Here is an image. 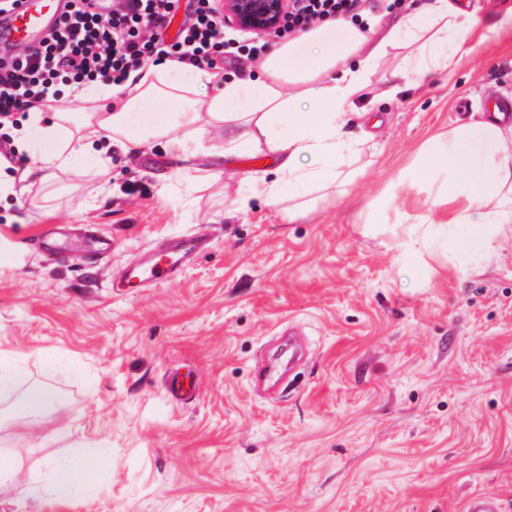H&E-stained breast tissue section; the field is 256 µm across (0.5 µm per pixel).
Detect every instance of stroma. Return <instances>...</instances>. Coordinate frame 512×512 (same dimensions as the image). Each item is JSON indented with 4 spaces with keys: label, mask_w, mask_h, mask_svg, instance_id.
<instances>
[{
    "label": "stroma",
    "mask_w": 512,
    "mask_h": 512,
    "mask_svg": "<svg viewBox=\"0 0 512 512\" xmlns=\"http://www.w3.org/2000/svg\"><path fill=\"white\" fill-rule=\"evenodd\" d=\"M478 22L447 80L365 98L378 152L341 209L286 223L255 195L251 155L182 161L164 141L112 150L108 173L73 171L0 199L17 249L47 224H91L116 260L147 242L224 227L174 282L124 297L88 291L95 271L61 263L0 269V355L58 391L34 423L0 393V456L26 474L0 486V512H461L473 494L512 512V245L478 264L415 258L399 224L367 205L432 133L512 98V0H463ZM301 323L311 361L295 390L262 399L252 373L274 336ZM190 365L201 398L181 404L165 374ZM94 474L90 493L41 492L55 461Z\"/></svg>",
    "instance_id": "1"
}]
</instances>
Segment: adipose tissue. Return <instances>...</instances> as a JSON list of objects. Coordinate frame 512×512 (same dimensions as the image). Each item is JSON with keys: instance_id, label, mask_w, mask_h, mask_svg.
<instances>
[{"instance_id": "obj_1", "label": "adipose tissue", "mask_w": 512, "mask_h": 512, "mask_svg": "<svg viewBox=\"0 0 512 512\" xmlns=\"http://www.w3.org/2000/svg\"><path fill=\"white\" fill-rule=\"evenodd\" d=\"M473 28L454 0H425L379 35L344 20L316 25L269 52L253 78L227 83L207 69L149 65L123 85L78 90L86 104L79 114L59 108L47 123L31 110L21 140L36 142L37 169L51 176L72 170L74 159L87 153L98 171H108L106 141L130 152L162 139L179 159L200 146L205 126H215L224 131V153L263 148L275 156L274 178L256 173L250 181L270 203L288 202L284 218L292 224L316 206H343L365 177L361 159L374 150L375 135L351 132L356 103L371 93L392 99L405 87L447 79ZM396 48L405 51L400 64L372 84L378 62ZM406 184L431 202L425 212L398 214L406 226L403 245L413 253L439 243L453 262L512 241V125L500 113L477 112L432 134L390 182ZM90 478L79 462L62 460L43 491L84 494Z\"/></svg>"}]
</instances>
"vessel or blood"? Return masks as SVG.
I'll return each mask as SVG.
<instances>
[{
    "mask_svg": "<svg viewBox=\"0 0 512 512\" xmlns=\"http://www.w3.org/2000/svg\"><path fill=\"white\" fill-rule=\"evenodd\" d=\"M65 4L66 0H19L12 11L0 15V54H9L21 45L38 46L58 22ZM210 246L208 238L192 233L148 243L139 260L114 271L113 290L126 295L149 284L171 283L186 265L206 254ZM19 253L29 261L53 257L79 267H91L111 257L112 241L93 234L77 244L60 229L46 227L34 241L23 243ZM166 391L174 400L192 402L199 398L201 385L193 371L177 370L168 376ZM464 512H502V503L496 495L475 494L467 498Z\"/></svg>",
    "mask_w": 512,
    "mask_h": 512,
    "instance_id": "vessel-or-blood-1",
    "label": "vessel or blood"
}]
</instances>
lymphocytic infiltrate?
Instances as JSON below:
<instances>
[{"instance_id":"obj_1","label":"lymphocytic infiltrate","mask_w":512,"mask_h":512,"mask_svg":"<svg viewBox=\"0 0 512 512\" xmlns=\"http://www.w3.org/2000/svg\"><path fill=\"white\" fill-rule=\"evenodd\" d=\"M71 9L47 34L39 49L0 57V186L18 177L28 155L18 133L32 108L49 104L58 85L92 82L115 85L145 64L176 61L191 68H223L240 58L259 59V44L224 39V18L216 0H111L108 14L88 0ZM361 0H293L278 37L338 16L359 19ZM183 19L174 39L165 30L175 14Z\"/></svg>"}]
</instances>
